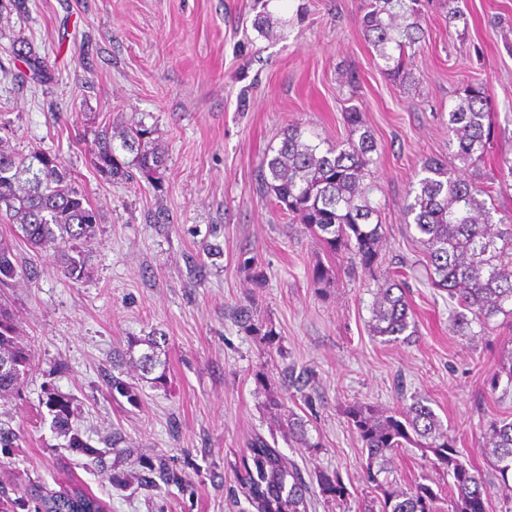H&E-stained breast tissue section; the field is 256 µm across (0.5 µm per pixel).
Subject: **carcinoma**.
<instances>
[{"label":"carcinoma","instance_id":"carcinoma-1","mask_svg":"<svg viewBox=\"0 0 512 512\" xmlns=\"http://www.w3.org/2000/svg\"><path fill=\"white\" fill-rule=\"evenodd\" d=\"M422 0H367L360 18L363 35L384 62L393 81L415 82L405 66L407 50L424 38L420 27ZM10 54L39 84L52 81L53 71L44 56L21 36L12 40ZM490 95L483 83H469L460 102L448 112V145L463 164L461 170L427 158L416 181L408 188L403 211L414 226L426 252V273L433 287L448 294L455 304L453 326L462 336H482L496 316L512 315V218H495L498 210L487 205L492 186L481 172L495 130L488 112ZM349 137L325 150L308 138L300 126L282 132L278 148L261 163L260 185L293 220L329 250L344 251L352 264L370 272L377 266L383 242V224L371 194L376 142L362 113L355 107L344 112ZM157 129L143 124L124 126L117 133L94 128L91 147L96 175L104 182L130 181L141 176L158 179L165 165L164 152L153 135ZM0 212L15 227L16 238L33 252H52L60 272L72 282L92 276L90 251L98 242L102 215L77 186L70 168L56 154L32 150L17 154L0 140ZM20 275L15 246L0 239V288H9ZM374 336H400L411 325V309L402 283L388 277L376 280L371 304ZM480 330H473V325ZM251 336L271 345L277 333L263 319L245 326ZM13 313L0 302V394L21 385L29 356L17 341ZM147 350L138 358L142 376L165 368L154 338L131 337L127 351L138 345ZM112 392L138 403V388L120 378L110 380ZM44 404L52 414L55 432L67 439L68 448H87L72 428L75 397L53 384L43 386ZM347 416L366 453V481L377 493L378 512H436L438 493L416 482L405 490L380 479L397 450L408 444L430 451L434 463L448 475V512H487V501L500 495L512 501V420L493 417L482 434L480 451L499 474L498 483L486 484L460 459L459 451L442 429L424 399H414L396 415H386L367 403L349 406ZM288 435L310 447L306 421L288 414ZM241 484L256 512H308L309 485L300 469L261 436L254 437L242 454ZM320 494L343 501L347 488L340 473H322ZM44 512H102L98 498L73 486L61 494L32 490Z\"/></svg>","mask_w":512,"mask_h":512}]
</instances>
